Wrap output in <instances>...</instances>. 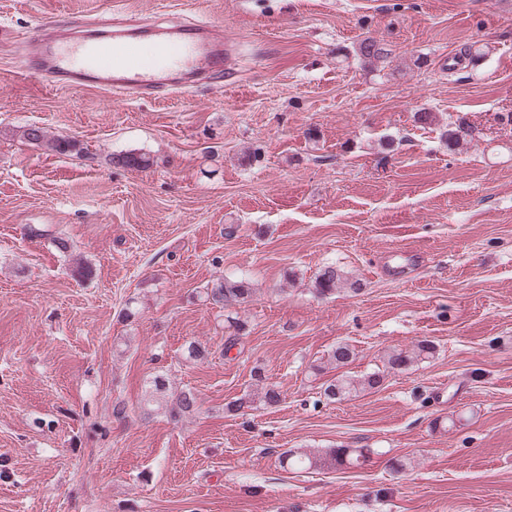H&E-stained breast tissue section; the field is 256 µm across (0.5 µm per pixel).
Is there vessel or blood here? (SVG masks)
Returning a JSON list of instances; mask_svg holds the SVG:
<instances>
[{"mask_svg": "<svg viewBox=\"0 0 512 512\" xmlns=\"http://www.w3.org/2000/svg\"><path fill=\"white\" fill-rule=\"evenodd\" d=\"M219 21L162 20L105 7L70 19L41 21L24 35L0 27V50L14 69L68 90H101L149 99L191 96L199 81L218 86L231 58ZM152 42L159 63L141 59Z\"/></svg>", "mask_w": 512, "mask_h": 512, "instance_id": "b4317fda", "label": "vessel or blood"}]
</instances>
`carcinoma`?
I'll return each mask as SVG.
<instances>
[{
    "mask_svg": "<svg viewBox=\"0 0 512 512\" xmlns=\"http://www.w3.org/2000/svg\"><path fill=\"white\" fill-rule=\"evenodd\" d=\"M358 55L368 62L383 61L387 57V50L380 44L367 37L358 44ZM472 135L471 126L460 123L441 133L446 143L458 142ZM21 137L27 142L42 147L47 151L60 155L79 153L81 149L76 141L68 138L52 137L45 128L35 124L22 127ZM117 163L134 169H147L154 165V160L141 154H126L118 158ZM343 280L342 270L333 263L321 267L314 280L315 295L327 297L336 293L338 285ZM254 294L251 283L246 278H223L213 287L206 289L205 302L209 305L228 308L241 306L250 301ZM436 354V346L429 340L419 341L412 350L391 349L383 356V369L375 371L362 379L351 377L338 378L329 383L323 391L324 398L335 403L361 392L378 390L383 386L386 376L390 373L408 369L413 363L430 359ZM354 352L350 345L338 343L327 356L326 362L337 366L347 365L353 358ZM266 406H275L281 401V394L273 385L263 387L259 400ZM256 400L241 397L227 405V411L239 413L252 407ZM163 409L170 419L180 421L195 414L199 409L197 394L191 389L181 390L165 400ZM371 449L363 448H325L323 450H306L302 448L287 449L280 453L279 463L282 468L322 469L336 465L359 466L360 459Z\"/></svg>",
    "mask_w": 512,
    "mask_h": 512,
    "instance_id": "1",
    "label": "carcinoma"
}]
</instances>
